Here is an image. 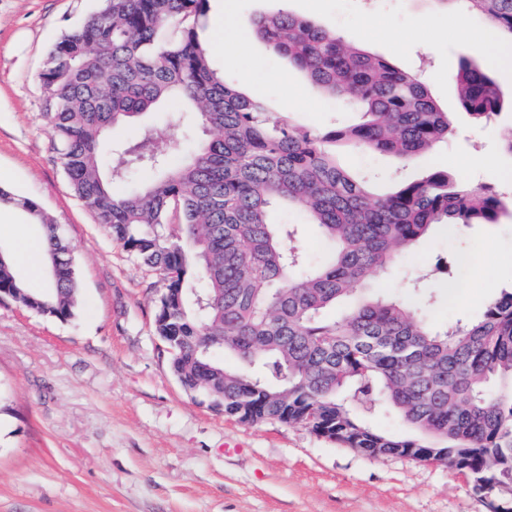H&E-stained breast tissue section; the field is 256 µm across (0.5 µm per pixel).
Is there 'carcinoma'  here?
<instances>
[{"label":"carcinoma","mask_w":512,"mask_h":512,"mask_svg":"<svg viewBox=\"0 0 512 512\" xmlns=\"http://www.w3.org/2000/svg\"><path fill=\"white\" fill-rule=\"evenodd\" d=\"M209 0H107L49 52L40 74L45 118L74 196L136 262L159 278L155 332L171 349L184 390L224 395V415L252 423L301 424L376 457L462 462L474 482L512 473V291L475 320L429 324L418 301L370 297L341 317L327 311L376 279L436 224H496L512 197L469 187L446 171L401 181L386 195L352 179L333 148L356 145L409 160L453 125L415 74L346 45L290 13L261 15L256 33L331 96L366 120L313 132L245 96L212 67L202 40ZM512 44V0H465ZM461 107L487 122L502 108L494 75L462 57L452 76ZM177 97L168 126L185 132L197 113L212 138L181 162L146 125L104 163L102 136ZM141 171L149 183L115 189ZM282 206L304 214L333 245L310 265L293 244L298 225L274 224ZM175 224L179 232L172 233ZM50 290L34 292L10 257L0 293L60 320L78 308V277L59 228L42 222ZM233 355L249 372L213 356ZM396 415L406 435L373 425Z\"/></svg>","instance_id":"obj_1"}]
</instances>
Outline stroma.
<instances>
[{"instance_id": "35a3bbf8", "label": "stroma", "mask_w": 512, "mask_h": 512, "mask_svg": "<svg viewBox=\"0 0 512 512\" xmlns=\"http://www.w3.org/2000/svg\"><path fill=\"white\" fill-rule=\"evenodd\" d=\"M106 0H0V187L40 205L72 245L79 278L75 317L61 321L0 299V512H512V488L493 500L470 478L409 456L371 458L299 424H247L185 391L154 332L156 274L140 266L69 189L44 118L47 55ZM286 11L422 76L450 115L447 143L412 162L353 148L336 151L351 175L383 183L434 167L512 194V107L475 124L452 80L460 57L485 55L490 29L470 18L457 40L456 9L422 0H236L229 24L244 42L213 63L238 91L311 130L358 122L356 110L314 87L253 31ZM376 21L373 30L364 17ZM468 255L481 274L429 283L438 325L478 317L512 287V214L495 224L436 226L368 292L409 300L416 275L439 256ZM228 443L239 444L225 453Z\"/></svg>"}]
</instances>
